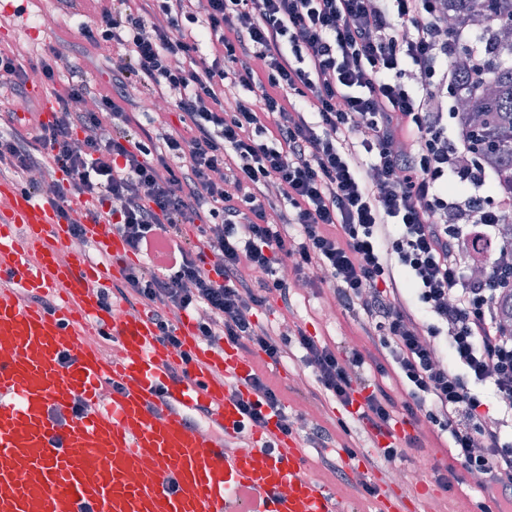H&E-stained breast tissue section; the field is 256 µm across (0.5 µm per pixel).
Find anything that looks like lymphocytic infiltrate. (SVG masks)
Segmentation results:
<instances>
[{
    "mask_svg": "<svg viewBox=\"0 0 512 512\" xmlns=\"http://www.w3.org/2000/svg\"><path fill=\"white\" fill-rule=\"evenodd\" d=\"M120 2L80 31L123 49L109 90L55 48L29 64L0 51L1 105L34 72L56 104L51 121L0 132V177L56 207L80 242L71 205H95L142 258L118 294L152 313L164 344L180 347L183 313L210 346L277 363L297 344L312 397L345 407L364 392L358 416L381 432L428 420L452 458L439 487L476 477L512 512V332L496 316L512 269L495 261L512 196L489 204L485 169L448 133L453 60L471 33L449 27L442 0ZM208 40L223 53L200 56ZM228 85L251 99L225 109ZM139 88L173 108L176 127L141 125L129 110ZM85 99L93 108L78 109ZM289 273L329 288L372 349L259 323L270 298L289 305ZM247 381V426L275 414L294 435L280 388L258 371ZM484 388L503 417L480 414Z\"/></svg>",
    "mask_w": 512,
    "mask_h": 512,
    "instance_id": "f902f5d3",
    "label": "lymphocytic infiltrate"
}]
</instances>
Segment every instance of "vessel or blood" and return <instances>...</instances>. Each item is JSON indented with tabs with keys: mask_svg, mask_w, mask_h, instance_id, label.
Here are the masks:
<instances>
[{
	"mask_svg": "<svg viewBox=\"0 0 512 512\" xmlns=\"http://www.w3.org/2000/svg\"><path fill=\"white\" fill-rule=\"evenodd\" d=\"M73 209L110 264L69 252L57 211L0 178V512H345L276 419L242 432L249 354L202 345L184 317L174 350L151 313L106 301L131 253L87 203ZM97 336L111 337L113 355ZM199 409L204 430L191 419ZM243 437L248 447L230 450ZM377 500L380 512L424 508L385 485Z\"/></svg>",
	"mask_w": 512,
	"mask_h": 512,
	"instance_id": "obj_1",
	"label": "vessel or blood"
}]
</instances>
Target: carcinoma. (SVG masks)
<instances>
[{"label":"carcinoma","instance_id":"cac0c4a2","mask_svg":"<svg viewBox=\"0 0 512 512\" xmlns=\"http://www.w3.org/2000/svg\"><path fill=\"white\" fill-rule=\"evenodd\" d=\"M453 24L476 30L484 61L474 67L471 53L460 52L453 61L458 77L456 106L466 137L478 128L495 149L480 155L495 176L499 190L512 194V0H447ZM498 234L507 251L497 263L512 268V229L500 225Z\"/></svg>","mask_w":512,"mask_h":512}]
</instances>
